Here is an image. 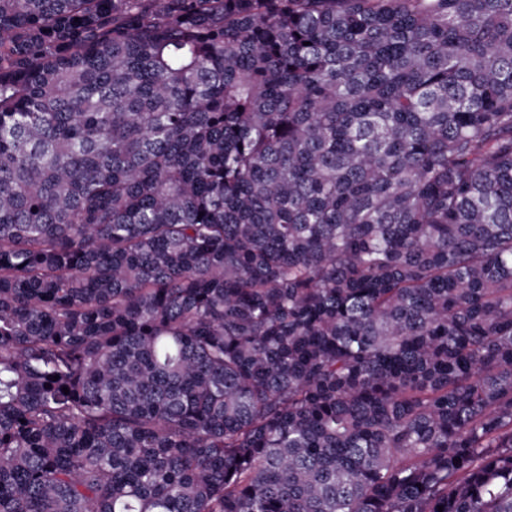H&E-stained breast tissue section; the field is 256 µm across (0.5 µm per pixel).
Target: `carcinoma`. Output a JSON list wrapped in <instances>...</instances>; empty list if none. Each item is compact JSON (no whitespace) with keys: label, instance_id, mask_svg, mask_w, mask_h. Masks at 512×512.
<instances>
[{"label":"carcinoma","instance_id":"carcinoma-1","mask_svg":"<svg viewBox=\"0 0 512 512\" xmlns=\"http://www.w3.org/2000/svg\"><path fill=\"white\" fill-rule=\"evenodd\" d=\"M0 512H512V0H0Z\"/></svg>","mask_w":512,"mask_h":512}]
</instances>
